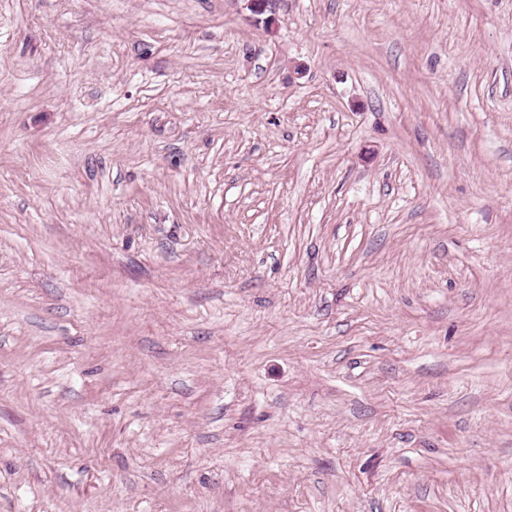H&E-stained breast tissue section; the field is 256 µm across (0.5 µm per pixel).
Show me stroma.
<instances>
[{"mask_svg": "<svg viewBox=\"0 0 512 512\" xmlns=\"http://www.w3.org/2000/svg\"><path fill=\"white\" fill-rule=\"evenodd\" d=\"M0 0V512H512V0Z\"/></svg>", "mask_w": 512, "mask_h": 512, "instance_id": "35a3bbf8", "label": "stroma"}]
</instances>
